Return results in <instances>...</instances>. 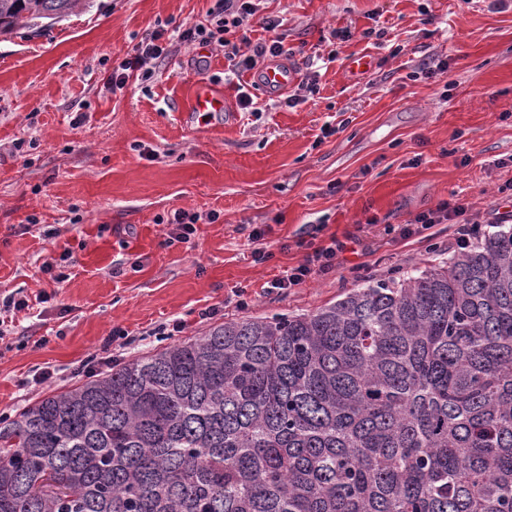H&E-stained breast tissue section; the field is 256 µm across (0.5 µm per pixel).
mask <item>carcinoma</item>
<instances>
[{"instance_id": "obj_1", "label": "carcinoma", "mask_w": 512, "mask_h": 512, "mask_svg": "<svg viewBox=\"0 0 512 512\" xmlns=\"http://www.w3.org/2000/svg\"><path fill=\"white\" fill-rule=\"evenodd\" d=\"M0 512H512V228L0 418Z\"/></svg>"}]
</instances>
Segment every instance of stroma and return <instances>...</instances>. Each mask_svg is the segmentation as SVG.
I'll list each match as a JSON object with an SVG mask.
<instances>
[{"instance_id": "35a3bbf8", "label": "stroma", "mask_w": 512, "mask_h": 512, "mask_svg": "<svg viewBox=\"0 0 512 512\" xmlns=\"http://www.w3.org/2000/svg\"><path fill=\"white\" fill-rule=\"evenodd\" d=\"M214 5L89 0L0 37V295L29 300L0 314V414L107 374L83 370L87 357L125 364L215 323L315 311L357 287L361 264L376 278L434 264L456 250V225L399 232L441 202L469 204L486 232L512 225V5L266 0L289 62L319 72L316 94L293 108L275 106L249 73L227 75L216 45L200 57L173 44L151 81L105 87L146 31L203 21ZM371 27L386 40L365 37ZM361 55L374 66L351 76ZM435 58L448 62L444 80L420 73ZM200 85L221 90L227 109L184 126L180 110ZM242 86L262 111H240ZM178 209L219 218L170 246L162 219ZM334 238L346 246L335 271L271 288L305 243ZM256 247L272 259L254 262ZM65 250L70 277L58 284L41 266ZM210 306L219 314L200 319ZM176 318L187 323L178 337L153 336ZM115 327L140 342L108 344Z\"/></svg>"}]
</instances>
